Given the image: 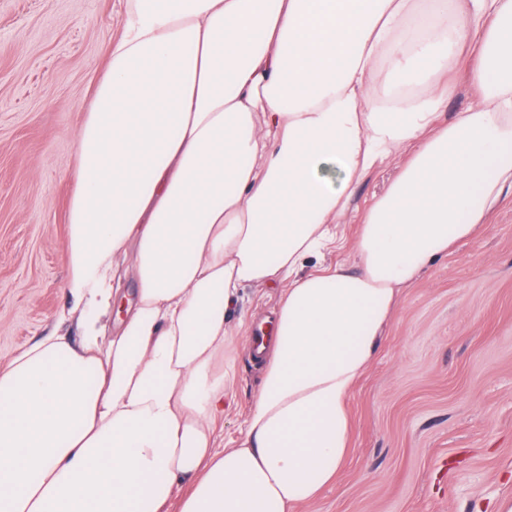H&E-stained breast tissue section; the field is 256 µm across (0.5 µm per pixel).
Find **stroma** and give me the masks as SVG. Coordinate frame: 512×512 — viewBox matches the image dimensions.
I'll return each instance as SVG.
<instances>
[{
    "mask_svg": "<svg viewBox=\"0 0 512 512\" xmlns=\"http://www.w3.org/2000/svg\"><path fill=\"white\" fill-rule=\"evenodd\" d=\"M126 0H0V362L56 330L71 300L67 212L90 90ZM357 186L353 238L394 175ZM278 291L249 286L224 348L235 372L236 438L262 379L244 338ZM352 450L337 479L294 512H503L512 505V195L487 229L458 241L405 288L349 400Z\"/></svg>",
    "mask_w": 512,
    "mask_h": 512,
    "instance_id": "1",
    "label": "stroma"
}]
</instances>
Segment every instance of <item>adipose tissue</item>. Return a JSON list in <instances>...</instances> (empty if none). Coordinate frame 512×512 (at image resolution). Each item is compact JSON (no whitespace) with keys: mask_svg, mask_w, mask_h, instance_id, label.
<instances>
[{"mask_svg":"<svg viewBox=\"0 0 512 512\" xmlns=\"http://www.w3.org/2000/svg\"><path fill=\"white\" fill-rule=\"evenodd\" d=\"M459 67L478 101L446 120ZM77 150L80 335L0 363V512H293L350 452L402 289L512 191V0H127ZM399 154L352 258L324 263ZM248 285L280 301L224 447ZM394 173L393 166L372 172L357 186L350 210L342 221L344 224L343 235L347 240H351L355 236L363 212L369 206L373 196L384 189Z\"/></svg>","mask_w":512,"mask_h":512,"instance_id":"adipose-tissue-1","label":"adipose tissue"}]
</instances>
